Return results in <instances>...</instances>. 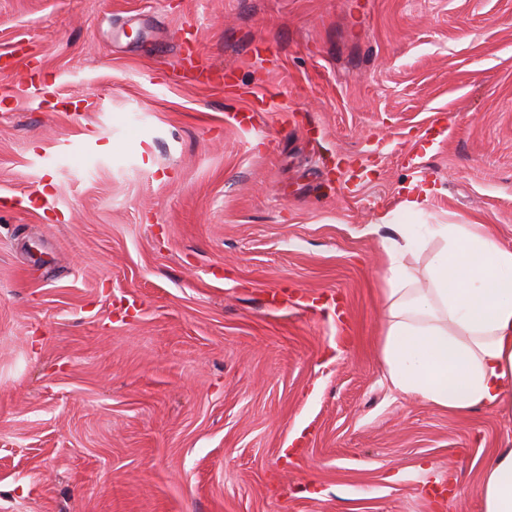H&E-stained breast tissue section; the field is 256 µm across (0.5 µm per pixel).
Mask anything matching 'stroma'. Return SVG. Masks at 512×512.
<instances>
[{
    "label": "stroma",
    "instance_id": "stroma-1",
    "mask_svg": "<svg viewBox=\"0 0 512 512\" xmlns=\"http://www.w3.org/2000/svg\"><path fill=\"white\" fill-rule=\"evenodd\" d=\"M414 182L512 247V0H0V512H481L512 415L380 353Z\"/></svg>",
    "mask_w": 512,
    "mask_h": 512
}]
</instances>
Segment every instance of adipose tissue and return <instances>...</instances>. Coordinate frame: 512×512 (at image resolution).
<instances>
[{
	"mask_svg": "<svg viewBox=\"0 0 512 512\" xmlns=\"http://www.w3.org/2000/svg\"><path fill=\"white\" fill-rule=\"evenodd\" d=\"M426 281L396 254L384 272L381 355L392 386L454 414H512V250L482 224H441ZM482 512H512V450L483 472Z\"/></svg>",
	"mask_w": 512,
	"mask_h": 512,
	"instance_id": "adipose-tissue-1",
	"label": "adipose tissue"
}]
</instances>
